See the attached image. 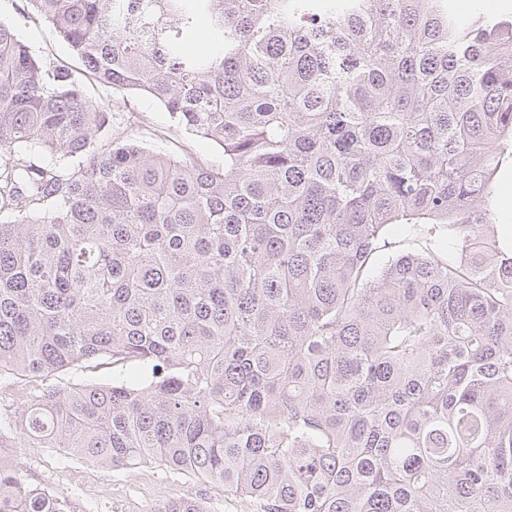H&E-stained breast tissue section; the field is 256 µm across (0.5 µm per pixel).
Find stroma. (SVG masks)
I'll return each instance as SVG.
<instances>
[{
    "label": "stroma",
    "mask_w": 512,
    "mask_h": 512,
    "mask_svg": "<svg viewBox=\"0 0 512 512\" xmlns=\"http://www.w3.org/2000/svg\"><path fill=\"white\" fill-rule=\"evenodd\" d=\"M0 18L14 25L17 35L34 54L68 64L90 98L110 105L112 137L135 138L154 150L182 159L222 165L224 156L219 147L185 133L151 98L137 93L116 94L94 81L70 46L36 19L26 0H0ZM14 455L30 482L63 491L74 512H155L160 503L176 496L203 498L209 512L244 509L241 499L225 496L222 488L157 467L113 471L91 463H66L54 450L37 446L15 449Z\"/></svg>",
    "instance_id": "stroma-1"
}]
</instances>
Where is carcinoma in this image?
I'll return each instance as SVG.
<instances>
[{
    "instance_id": "cac0c4a2",
    "label": "carcinoma",
    "mask_w": 512,
    "mask_h": 512,
    "mask_svg": "<svg viewBox=\"0 0 512 512\" xmlns=\"http://www.w3.org/2000/svg\"><path fill=\"white\" fill-rule=\"evenodd\" d=\"M223 150L108 136L0 20V448L245 512H512V20L453 0H28ZM388 224L436 240L370 276ZM448 240L457 252L442 246ZM107 359L109 383H47ZM0 512H72L0 457ZM159 512H208L182 496ZM506 181L509 183L510 187V205L508 209L501 207L498 204L497 201V191L499 197H501L502 189ZM511 191H512V165L510 163L505 166L501 174L499 175V178L496 181V187H495V194H494V201H495V209L497 212V223L498 224H510L512 225V206H511Z\"/></svg>"
}]
</instances>
